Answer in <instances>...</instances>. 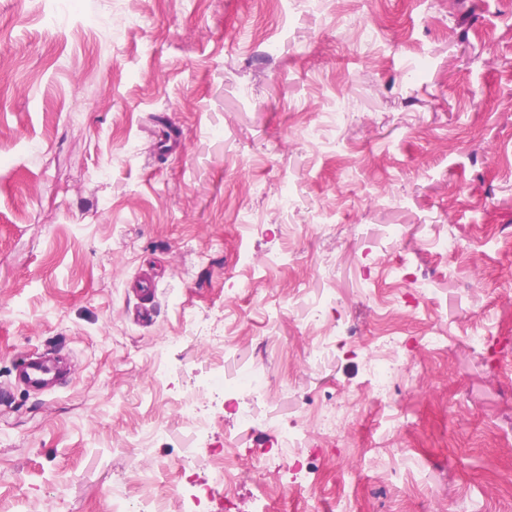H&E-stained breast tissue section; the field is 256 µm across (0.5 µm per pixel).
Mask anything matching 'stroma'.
<instances>
[{
  "mask_svg": "<svg viewBox=\"0 0 512 512\" xmlns=\"http://www.w3.org/2000/svg\"><path fill=\"white\" fill-rule=\"evenodd\" d=\"M287 423L329 467L300 490ZM226 445L200 512H512V0H0V512H112ZM394 359H378L371 357L369 360V373L371 377V400L376 404H388L392 397L391 390L395 385L396 364ZM180 416L193 428L196 438H204L209 435L212 422L210 417L202 411L201 402L196 394L189 393L179 402ZM296 436L291 434L288 431V427H282L278 430L277 433V442L280 446V453L277 456L266 458L269 465L270 463L274 464L276 467L283 469L285 472L291 474L292 483L297 484V486H302V481L305 479L306 474H315L317 471L316 467L314 472L308 471V466H306L304 470V466L299 467L296 462L292 463V459L301 457L303 454V448H294L295 447ZM288 451H291L292 455H288ZM239 453L236 448H227L217 454L212 461L213 481L216 486L224 488V497L228 494L236 477Z\"/></svg>",
  "mask_w": 512,
  "mask_h": 512,
  "instance_id": "obj_1",
  "label": "stroma"
}]
</instances>
